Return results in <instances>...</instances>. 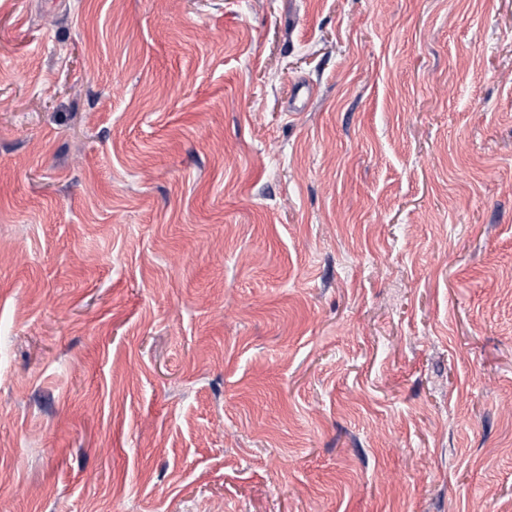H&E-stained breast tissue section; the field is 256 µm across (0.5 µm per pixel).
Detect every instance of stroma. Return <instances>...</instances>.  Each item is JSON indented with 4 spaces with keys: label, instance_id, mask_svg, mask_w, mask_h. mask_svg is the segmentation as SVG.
Here are the masks:
<instances>
[{
    "label": "stroma",
    "instance_id": "stroma-1",
    "mask_svg": "<svg viewBox=\"0 0 512 512\" xmlns=\"http://www.w3.org/2000/svg\"><path fill=\"white\" fill-rule=\"evenodd\" d=\"M0 512H512V0H0Z\"/></svg>",
    "mask_w": 512,
    "mask_h": 512
}]
</instances>
